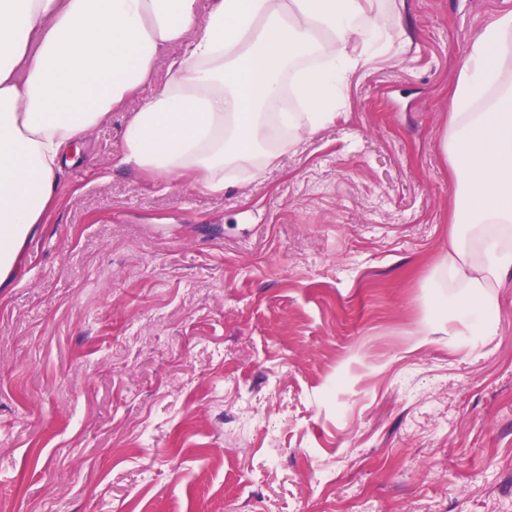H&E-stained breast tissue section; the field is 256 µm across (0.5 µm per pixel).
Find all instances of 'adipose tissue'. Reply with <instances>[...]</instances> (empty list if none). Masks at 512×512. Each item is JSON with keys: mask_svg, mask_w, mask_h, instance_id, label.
I'll use <instances>...</instances> for the list:
<instances>
[{"mask_svg": "<svg viewBox=\"0 0 512 512\" xmlns=\"http://www.w3.org/2000/svg\"><path fill=\"white\" fill-rule=\"evenodd\" d=\"M383 27L371 0H0V287L55 206L63 163L111 112L137 102L118 166L219 193L229 171L261 178L335 123ZM291 92L299 111H267ZM448 101L455 205L436 273L460 294L430 306L490 336L512 276V10L474 36Z\"/></svg>", "mask_w": 512, "mask_h": 512, "instance_id": "ef3b65f1", "label": "adipose tissue"}]
</instances>
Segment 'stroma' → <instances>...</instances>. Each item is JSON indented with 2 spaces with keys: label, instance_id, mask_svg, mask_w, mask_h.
Here are the masks:
<instances>
[{
  "label": "stroma",
  "instance_id": "obj_1",
  "mask_svg": "<svg viewBox=\"0 0 512 512\" xmlns=\"http://www.w3.org/2000/svg\"><path fill=\"white\" fill-rule=\"evenodd\" d=\"M512 0H373L346 114L212 194L115 168L113 112L0 291L7 512H512L497 331L433 314L448 90Z\"/></svg>",
  "mask_w": 512,
  "mask_h": 512
}]
</instances>
